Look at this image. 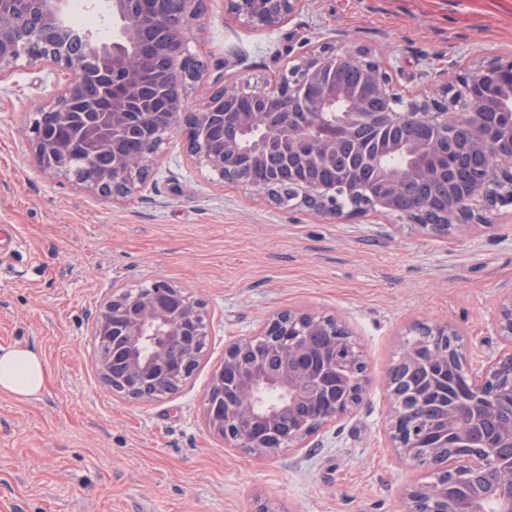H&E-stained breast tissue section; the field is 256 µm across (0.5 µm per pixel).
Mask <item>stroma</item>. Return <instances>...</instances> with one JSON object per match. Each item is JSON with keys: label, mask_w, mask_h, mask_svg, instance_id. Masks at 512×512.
Returning a JSON list of instances; mask_svg holds the SVG:
<instances>
[{"label": "stroma", "mask_w": 512, "mask_h": 512, "mask_svg": "<svg viewBox=\"0 0 512 512\" xmlns=\"http://www.w3.org/2000/svg\"><path fill=\"white\" fill-rule=\"evenodd\" d=\"M325 43L380 55L406 98L461 64L511 56L512 0H306L274 29L206 0L189 50L207 69L187 106L208 87L272 85ZM68 79L24 57L0 77V225L21 242L0 247V346L38 347L48 376L38 397L0 393V512H403L406 487L431 477L395 459L385 377L418 323L456 328L484 373L501 346L490 313L512 291V205L445 238L394 213L339 222L220 181L177 134L154 173L115 198L33 160L24 128ZM156 277L204 303L207 347L175 393L127 400L97 375L88 315L112 289ZM284 309L346 324L365 391L302 448L264 458L211 435L204 400L225 348Z\"/></svg>", "instance_id": "1"}]
</instances>
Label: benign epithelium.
<instances>
[{
  "instance_id": "7a95c632",
  "label": "benign epithelium",
  "mask_w": 512,
  "mask_h": 512,
  "mask_svg": "<svg viewBox=\"0 0 512 512\" xmlns=\"http://www.w3.org/2000/svg\"><path fill=\"white\" fill-rule=\"evenodd\" d=\"M305 2L225 0V6L229 14L246 24L275 28L291 20ZM27 3L30 10L56 19L63 13L66 0H27ZM158 4L160 0H111L112 15L122 22L120 39L107 46L90 34L86 37L88 53L98 54L107 49L114 65L122 70L118 89L102 83L94 95L83 96V84L89 78L77 57L71 54L69 33L61 26L54 28L51 42L28 56L32 62H50L72 74L56 101L37 109L40 117L68 127L73 141L90 144L112 155L109 168H93L82 180L93 189L124 198L153 172L156 150L131 156L122 149L136 116L155 119L166 132L181 134L195 164L218 175L220 180L265 191L273 200L279 181L274 178L256 180L253 171L264 164L273 143L278 140L283 153L299 152L310 161L331 167L338 146L355 126L370 124L385 128L411 121L429 127L448 124L446 110L452 99L448 98L447 88L437 94L412 96L404 112L377 116L364 111V101L358 92L336 90V70L360 60L369 61L373 89L378 93L393 92L391 79L369 54L348 51L314 53L300 65L297 75H291L286 69L270 87L226 84L210 89L203 106L190 110L183 87L188 81L202 80L206 70V62L188 50L190 34L202 15L204 0H168V12L160 10ZM146 26L162 27L167 33L157 51L169 56L172 67L167 79L157 83L153 92L154 98L166 103V111L161 113L152 111V101L142 96L146 74L133 47L137 33ZM41 40L42 34L26 30L0 10V75L19 60L23 46ZM493 68L491 78L481 77L469 84L470 96L477 111L495 110L512 128V110L503 106L504 94L512 96V59L498 62ZM305 81L323 88L316 112L311 114L307 125L285 134L282 127L275 124L274 114L269 110L273 92L286 83L288 93L294 95ZM338 103L344 104L343 112L334 120L325 119L326 113ZM215 116L233 121L249 141H226L219 148L210 146L206 126ZM474 136L477 148L492 160L485 181L474 188L468 201L440 213L435 219H428L424 208L416 209L411 216L414 223L435 236L446 237L450 230H461L478 220V209L485 205L486 191L498 174L497 161L503 155L501 143L478 126L474 128ZM28 140L43 171L61 172L48 159L50 152L44 150L39 136L31 128ZM393 152L403 154L406 165L399 171L383 170L381 188L370 204L374 210L384 213L394 211L393 201L405 177L427 173L424 158L439 153L440 146L435 139L426 143L390 142L376 155L375 164L383 166L384 158ZM296 197L306 207L332 218L350 220L362 216L361 210L346 207L343 195L335 189L303 184L296 189ZM206 318L203 303L191 300L178 286L155 280L133 297L126 291H112L91 317V334L97 337L112 332V347L126 356L128 377L133 382L124 388V394L149 400L148 393H135L140 384L155 375H170L176 381L183 379L199 363L202 350L198 341L208 335ZM492 328L506 345V349L488 361L487 372L494 375L500 360L512 357V291L500 300ZM150 329L158 331L159 338L145 353L142 340ZM321 331L330 332L335 342L317 355L298 340L289 338L291 333L305 336ZM261 342L280 351L282 366L273 375L265 369V353L258 348ZM348 342L345 327L333 316L291 309L271 315L258 333L239 338L225 349L224 362L212 375L205 402L204 416L209 431L230 447L244 448L263 457L276 456L286 448L303 447L307 437L347 413L362 398L365 376L360 363H352L343 372H336V350ZM464 361V357L448 354L446 346L437 354L436 363L441 372L428 370L426 381L430 390L445 400L439 405V415L426 424L410 423L398 402H392L385 431L399 464L421 465L417 457L419 448H427L432 454L438 448L448 449L447 465L431 482L406 490L405 512H419L421 504L428 505L426 512H453L454 491L461 486L473 501V512H481V504L489 497L498 499V512H512V490L503 492L501 483L493 478L495 474L512 475V454L500 458L491 455L492 444H472L464 427L469 415L483 408H497L498 394L489 390L486 379L473 377L466 382L469 390L480 393L479 405L463 398H450L448 392L439 389V384L446 382L442 372L448 369L456 372ZM263 385L276 390L281 402L260 411L255 399ZM337 388L342 390V395L327 412L291 429L286 442L276 436L274 429L280 417L295 402L316 401Z\"/></svg>"
}]
</instances>
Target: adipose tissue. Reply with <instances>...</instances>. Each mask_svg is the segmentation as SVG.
<instances>
[{
  "label": "adipose tissue",
  "instance_id": "ef3b65f1",
  "mask_svg": "<svg viewBox=\"0 0 512 512\" xmlns=\"http://www.w3.org/2000/svg\"><path fill=\"white\" fill-rule=\"evenodd\" d=\"M47 374L39 352L28 345L0 347V391L19 398L39 395Z\"/></svg>",
  "mask_w": 512,
  "mask_h": 512
}]
</instances>
